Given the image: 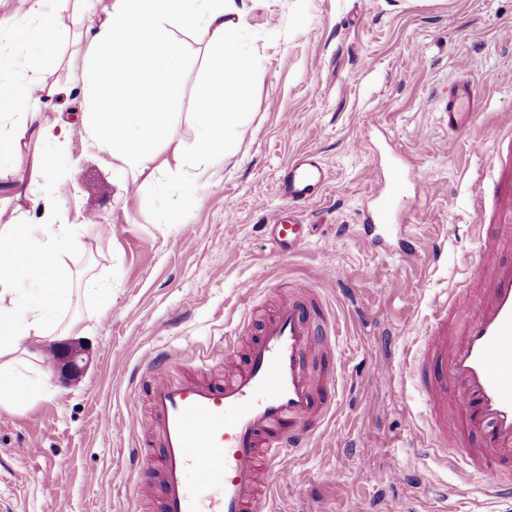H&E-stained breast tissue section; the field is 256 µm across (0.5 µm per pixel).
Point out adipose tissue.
I'll return each mask as SVG.
<instances>
[{
	"mask_svg": "<svg viewBox=\"0 0 512 512\" xmlns=\"http://www.w3.org/2000/svg\"><path fill=\"white\" fill-rule=\"evenodd\" d=\"M178 17L184 29L202 32L217 53L196 96L197 138L187 158L192 169L232 153L246 124L249 103L248 56L243 39L244 7L238 0H113L94 41L96 75L82 86L92 106L90 127L99 149L111 152L123 173L137 175L150 162L170 119L167 103L180 91L184 48L165 24ZM60 40L56 13L33 4L7 46H0V72L20 53L39 48L52 56ZM34 77L16 81L0 96V113L40 115L37 135L58 149L67 137L57 116L42 112ZM70 224H11L0 228V408H18L35 398L36 383L22 380L14 353L37 356L49 327L71 294L72 280L60 261L77 244ZM36 290L20 296V282Z\"/></svg>",
	"mask_w": 512,
	"mask_h": 512,
	"instance_id": "obj_1",
	"label": "adipose tissue"
}]
</instances>
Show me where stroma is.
Listing matches in <instances>:
<instances>
[{"label": "stroma", "instance_id": "stroma-1", "mask_svg": "<svg viewBox=\"0 0 512 512\" xmlns=\"http://www.w3.org/2000/svg\"><path fill=\"white\" fill-rule=\"evenodd\" d=\"M113 0H86L63 12L53 61L18 55L13 78L34 73L43 110L74 129L49 153L34 133L19 145L23 165L0 178V225L37 222L33 200L49 185L58 224H86L63 257L74 275L70 303L50 328L79 320L90 352L70 378L54 363L57 343L22 358L40 380V396L0 410V498L16 512H158L148 497L133 505L125 489L155 481L125 463L124 448L149 422L146 389L133 375L158 349L223 345L243 314L260 320L284 280L315 285L336 317L344 362L337 408L309 446L290 460L298 482H273L282 512H512L448 472L447 503L434 500L432 461L407 444L425 406L406 361L432 312L457 289L468 312L480 243L472 232L494 200L482 191L499 180L512 139V0H245L251 75L247 132L232 155L195 177L185 164L196 140V91L213 58L195 33H182V86L172 102L156 159L126 178L111 153L92 142L89 109L76 75ZM467 71L485 106L469 129L449 133L441 115L448 84ZM316 152L331 173L322 198L302 211L309 240L277 253L270 226L287 214L272 186L298 151ZM405 167L420 217L416 253L405 258L363 241L358 226L368 189L391 163ZM342 271L321 278L324 261ZM94 280L104 296L85 294ZM390 374L379 378L378 361ZM417 421H408L405 407ZM58 455L66 473L51 467ZM372 459L369 476L364 459Z\"/></svg>", "mask_w": 512, "mask_h": 512}]
</instances>
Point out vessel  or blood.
<instances>
[{"label":"vessel or blood","mask_w":512,"mask_h":512,"mask_svg":"<svg viewBox=\"0 0 512 512\" xmlns=\"http://www.w3.org/2000/svg\"><path fill=\"white\" fill-rule=\"evenodd\" d=\"M482 88L468 74L448 87L444 115L449 133L466 130L483 105ZM329 181L321 157L301 151L291 157L274 184L288 223L271 227V243L293 254L307 236L296 211L318 199ZM375 207L360 232L382 243L407 198L400 166L374 182ZM512 239V225H498L481 237V263L474 313L451 331L453 297L432 316L417 357L419 394L426 428L413 449L434 456L462 477L487 480L494 497L512 499V256L498 242ZM240 330L252 329L243 318ZM255 330V329H252ZM240 366L220 381L198 373L170 378L171 353L162 351L137 369L147 387L151 436L136 439L129 462L154 458L160 512H281L274 495L260 493L258 470L287 480L288 458L308 447L314 432L336 405V372L312 369L316 337L336 347V324L318 292H280L274 312L263 320Z\"/></svg>","instance_id":"obj_1"}]
</instances>
